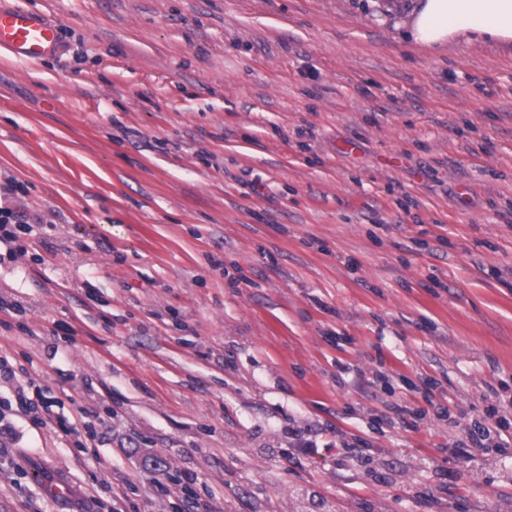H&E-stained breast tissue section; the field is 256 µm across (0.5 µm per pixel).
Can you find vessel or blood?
<instances>
[{
	"mask_svg": "<svg viewBox=\"0 0 512 512\" xmlns=\"http://www.w3.org/2000/svg\"><path fill=\"white\" fill-rule=\"evenodd\" d=\"M63 47L60 23L20 5L0 4V51L34 62L59 54Z\"/></svg>",
	"mask_w": 512,
	"mask_h": 512,
	"instance_id": "obj_1",
	"label": "vessel or blood"
}]
</instances>
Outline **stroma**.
I'll list each match as a JSON object with an SVG mask.
<instances>
[{"label":"stroma","mask_w":512,"mask_h":512,"mask_svg":"<svg viewBox=\"0 0 512 512\" xmlns=\"http://www.w3.org/2000/svg\"><path fill=\"white\" fill-rule=\"evenodd\" d=\"M17 2L65 49L0 56L41 219L0 355L49 418L0 382V512H512V446L457 452L512 424V43L409 41L412 0ZM10 383L16 382L15 388V400L19 409H22L26 413L33 414V422L36 425L47 424V419L43 418L38 412L39 408L43 407L40 400L36 396V399L30 398L28 393L29 389L34 385L32 382L28 384L20 383L16 378V372L8 361L7 357L0 356V378ZM496 413L494 407H488L483 411V417L471 422L467 428L466 439L461 440L457 445L460 456L472 458L482 455L485 448H490L491 443H494L496 448H505L501 447V443L496 441V438L503 441L502 430H507L508 427L503 425L500 420L497 421L496 426L491 425L492 429L489 427V420L494 418Z\"/></svg>","instance_id":"35a3bbf8"}]
</instances>
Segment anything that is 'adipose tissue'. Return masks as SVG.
<instances>
[{
	"mask_svg": "<svg viewBox=\"0 0 512 512\" xmlns=\"http://www.w3.org/2000/svg\"><path fill=\"white\" fill-rule=\"evenodd\" d=\"M417 43L442 44L474 37L512 40V0H416L407 21Z\"/></svg>",
	"mask_w": 512,
	"mask_h": 512,
	"instance_id": "1",
	"label": "adipose tissue"
}]
</instances>
